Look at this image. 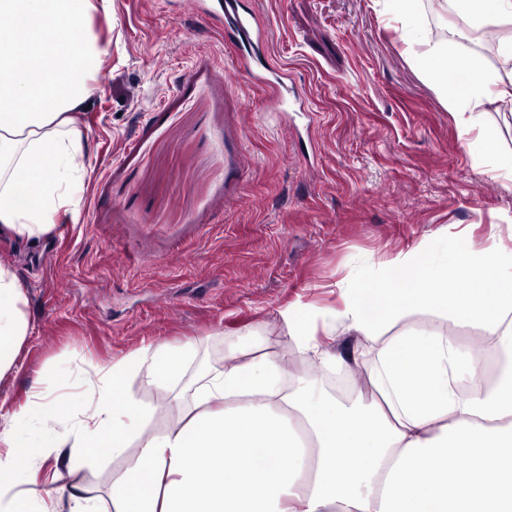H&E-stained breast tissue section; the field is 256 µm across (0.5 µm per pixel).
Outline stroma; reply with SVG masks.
<instances>
[{"instance_id":"stroma-1","label":"stroma","mask_w":512,"mask_h":512,"mask_svg":"<svg viewBox=\"0 0 512 512\" xmlns=\"http://www.w3.org/2000/svg\"><path fill=\"white\" fill-rule=\"evenodd\" d=\"M270 35V62L296 72L315 113L271 116L240 76L233 47L179 0H112L96 31L111 40L80 123L90 142L77 215L41 239L0 237V263L24 290L30 334L0 380V415L33 381L50 398L78 378L164 340L193 342L217 365L260 326L267 353L328 380L278 311L335 307L336 285L376 274L429 239L488 251L512 238V181L458 137L457 119L411 62L460 19L425 6L394 20L385 0H243ZM247 139H240V132ZM337 375L365 381L375 349L337 332ZM125 460L48 459L56 512L73 487L112 510Z\"/></svg>"}]
</instances>
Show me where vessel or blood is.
Returning a JSON list of instances; mask_svg holds the SVG:
<instances>
[{
	"instance_id": "1",
	"label": "vessel or blood",
	"mask_w": 512,
	"mask_h": 512,
	"mask_svg": "<svg viewBox=\"0 0 512 512\" xmlns=\"http://www.w3.org/2000/svg\"><path fill=\"white\" fill-rule=\"evenodd\" d=\"M222 2L223 17L217 25L225 41L236 50V73L267 90L276 106H283L288 92V74L268 61L270 38L267 29L256 22L241 0Z\"/></svg>"
}]
</instances>
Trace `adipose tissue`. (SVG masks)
<instances>
[{
    "instance_id": "ef3b65f1",
    "label": "adipose tissue",
    "mask_w": 512,
    "mask_h": 512,
    "mask_svg": "<svg viewBox=\"0 0 512 512\" xmlns=\"http://www.w3.org/2000/svg\"><path fill=\"white\" fill-rule=\"evenodd\" d=\"M427 9L463 24L413 60L456 113L460 139L512 180V154L480 123L485 101L512 105V37L499 42L500 71L468 48L512 24V0H427ZM111 10L112 0H0L10 20L0 28V234L38 239L59 212L77 211L89 154L77 114L109 48L93 23ZM339 296L333 310L293 304L279 315L300 351L329 367L337 329L378 343L369 395L345 402L317 381L286 382L254 330L183 390L194 343H149L98 370L66 434L22 439L33 414L62 409L31 386L0 422V512H52L35 476L63 447L89 458L135 450L112 481L114 512H512V245L424 244ZM24 304L17 272L0 264V378L16 370L28 336ZM416 312L479 329L496 371L446 332L409 327ZM134 368L176 388L167 427L151 428L152 411L129 392Z\"/></svg>"
}]
</instances>
